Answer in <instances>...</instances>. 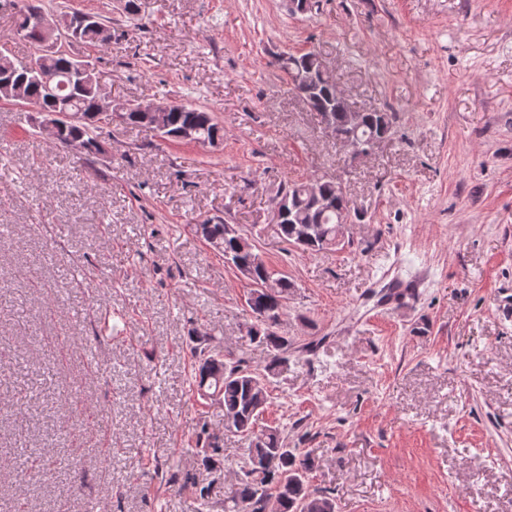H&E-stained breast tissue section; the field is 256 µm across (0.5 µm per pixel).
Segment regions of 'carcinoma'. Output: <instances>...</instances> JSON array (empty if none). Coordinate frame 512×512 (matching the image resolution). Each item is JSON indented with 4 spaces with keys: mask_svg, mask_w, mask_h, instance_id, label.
<instances>
[{
    "mask_svg": "<svg viewBox=\"0 0 512 512\" xmlns=\"http://www.w3.org/2000/svg\"><path fill=\"white\" fill-rule=\"evenodd\" d=\"M43 11L41 0H0V15L11 19L14 34L34 47V56L27 61L0 50V73L14 74L20 93L27 104L44 112L81 114V120L67 122L59 131V145L75 141L82 153L90 156L98 151L97 140L102 133L93 116L97 106L98 81L73 80L75 53L61 47L55 55L42 53L41 37L30 33L31 19ZM64 29L71 32L79 47L99 49L107 42L99 37V27L110 21L91 13L80 21V12L58 13ZM319 57L313 52L301 55L284 54L276 61L289 79L307 75L317 69ZM335 86L317 85L306 95L307 106L322 118L336 125L340 135L352 133L343 109L331 106ZM113 116L133 126H146L161 136L184 140L182 132L195 131V140L203 144L223 131L213 113L193 105L178 104L166 112L162 121L141 113L132 102L117 105ZM396 115L373 111L364 115V124L354 134L360 141L393 133ZM289 196L288 213L279 225L278 235L287 244L303 251H317L336 244L341 230L338 212L349 210L348 200L336 194V184L319 178L284 185ZM207 245L222 256L235 260V270L249 285L253 296L247 301L253 323L247 331L251 342L265 346L271 355L262 370L251 369L243 361L232 360L213 347H196L191 351L193 385L197 394L224 407V424L249 441L243 465L224 499V512H268L270 501H276L278 512H335V502L328 491L311 484L312 463L298 448L288 447L277 427L256 429L257 419L270 401V378L288 363L293 340L281 330L282 316L294 284L281 278L280 290L271 295L255 288V284L271 274L249 236L221 220H207L195 225Z\"/></svg>",
    "mask_w": 512,
    "mask_h": 512,
    "instance_id": "cac0c4a2",
    "label": "carcinoma"
}]
</instances>
